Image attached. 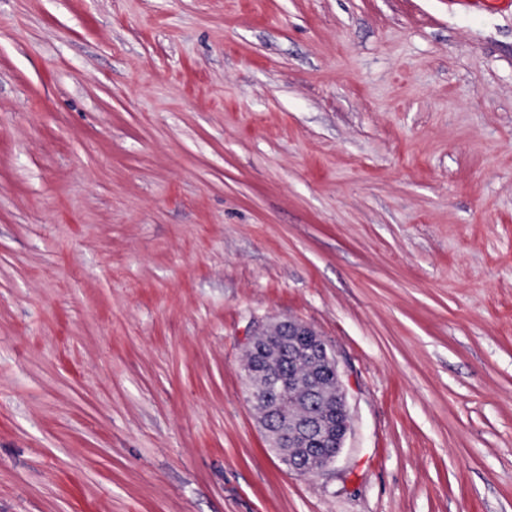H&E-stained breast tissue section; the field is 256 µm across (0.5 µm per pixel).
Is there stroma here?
Segmentation results:
<instances>
[{
	"mask_svg": "<svg viewBox=\"0 0 512 512\" xmlns=\"http://www.w3.org/2000/svg\"><path fill=\"white\" fill-rule=\"evenodd\" d=\"M276 317L347 393L316 475ZM0 512H512V13L0 0ZM260 336L264 337L268 350L275 358H288V392L291 389L292 392L288 394L284 409L287 412L288 408L294 410V417L299 416L301 419L285 417L281 408L279 396L285 389L287 375L270 373L265 367L250 368L258 364H264L271 370L281 367V363L265 351L263 340L256 341ZM249 345L254 346L245 354L244 368L249 367L245 369V377L258 386L250 385L247 388V395L253 409L261 403L269 404L266 418L265 408L257 406L260 418H265L260 424L268 447L276 448L278 461L289 472L309 475L332 467L344 448L352 418L346 395L340 385L337 367L338 391L335 389L329 392L320 379L319 372L322 368L329 367L330 364L335 365V360L325 343L307 323L295 319L276 318L264 325L260 332L253 334ZM298 355L305 357L311 368L310 375L304 381L306 391L296 384L292 388L290 367ZM305 372V363L293 362L294 377L304 375ZM325 403L332 407L330 414H308L310 408H319ZM306 414L308 415L305 416ZM303 417L305 418L302 419ZM323 443L327 444V449L317 448L318 444Z\"/></svg>",
	"mask_w": 512,
	"mask_h": 512,
	"instance_id": "obj_1",
	"label": "stroma"
}]
</instances>
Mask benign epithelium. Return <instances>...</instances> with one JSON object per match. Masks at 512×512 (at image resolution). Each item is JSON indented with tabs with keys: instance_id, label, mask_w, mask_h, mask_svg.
<instances>
[{
	"instance_id": "1",
	"label": "benign epithelium",
	"mask_w": 512,
	"mask_h": 512,
	"mask_svg": "<svg viewBox=\"0 0 512 512\" xmlns=\"http://www.w3.org/2000/svg\"><path fill=\"white\" fill-rule=\"evenodd\" d=\"M264 337L268 350L278 359L293 362L296 356L305 357L311 373L305 378L306 401L315 409L327 403L329 414L310 413L305 418L285 417L279 400L285 385L293 378L271 373L263 367L245 370L246 379L253 382L247 388L251 405H268L267 417L261 422L268 447L277 450L278 461L290 472L309 475L332 467L344 448L351 428V414L343 390L328 391L319 376L321 369L335 364L327 346L308 324L287 318H276L249 340L254 345Z\"/></svg>"
}]
</instances>
